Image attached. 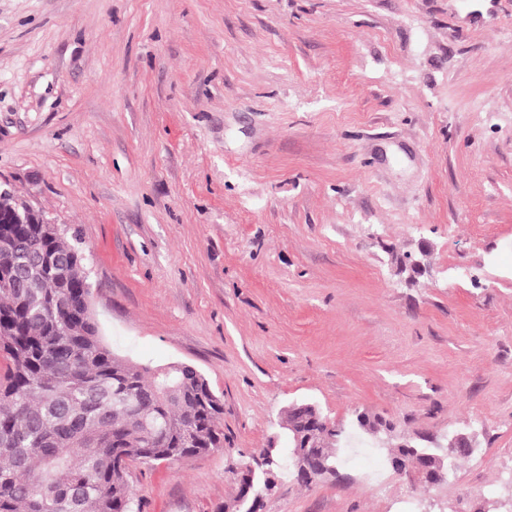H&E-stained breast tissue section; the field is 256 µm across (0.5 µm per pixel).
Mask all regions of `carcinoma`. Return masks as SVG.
Masks as SVG:
<instances>
[{
	"mask_svg": "<svg viewBox=\"0 0 512 512\" xmlns=\"http://www.w3.org/2000/svg\"><path fill=\"white\" fill-rule=\"evenodd\" d=\"M78 239L55 224L0 232V512H134L129 465L224 447V402L182 363L152 369L99 336ZM386 438L392 425L357 417ZM433 472L465 453L427 449ZM336 475V444L313 449Z\"/></svg>",
	"mask_w": 512,
	"mask_h": 512,
	"instance_id": "cac0c4a2",
	"label": "carcinoma"
}]
</instances>
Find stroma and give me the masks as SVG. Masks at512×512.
<instances>
[{
	"label": "stroma",
	"mask_w": 512,
	"mask_h": 512,
	"mask_svg": "<svg viewBox=\"0 0 512 512\" xmlns=\"http://www.w3.org/2000/svg\"><path fill=\"white\" fill-rule=\"evenodd\" d=\"M0 185L78 236L114 354L224 400L140 512H223L300 402L476 449L261 512H512V0H0Z\"/></svg>",
	"instance_id": "stroma-1"
}]
</instances>
